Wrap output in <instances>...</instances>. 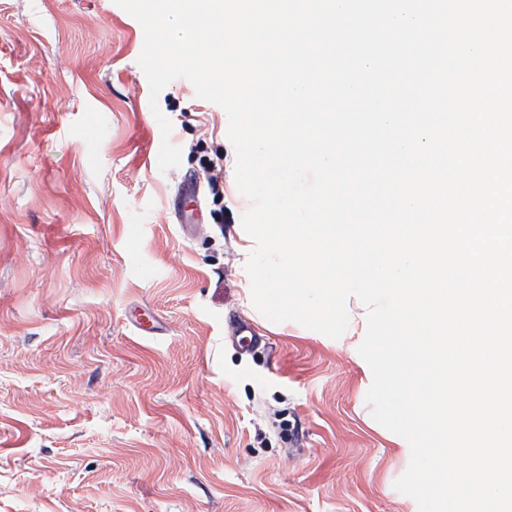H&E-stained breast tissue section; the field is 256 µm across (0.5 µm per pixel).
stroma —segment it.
Instances as JSON below:
<instances>
[{
	"instance_id": "1",
	"label": "stroma",
	"mask_w": 512,
	"mask_h": 512,
	"mask_svg": "<svg viewBox=\"0 0 512 512\" xmlns=\"http://www.w3.org/2000/svg\"><path fill=\"white\" fill-rule=\"evenodd\" d=\"M143 41L114 0H0V512H418L357 336L253 306L227 115L151 98Z\"/></svg>"
}]
</instances>
